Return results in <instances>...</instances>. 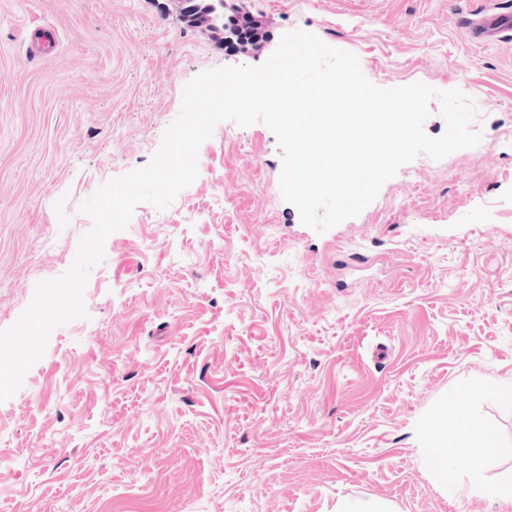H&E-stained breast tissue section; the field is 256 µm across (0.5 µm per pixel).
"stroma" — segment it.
Wrapping results in <instances>:
<instances>
[{
	"label": "stroma",
	"instance_id": "35a3bbf8",
	"mask_svg": "<svg viewBox=\"0 0 512 512\" xmlns=\"http://www.w3.org/2000/svg\"><path fill=\"white\" fill-rule=\"evenodd\" d=\"M267 21L231 55L172 0H0V330L61 276L79 210L145 166L200 72L264 63L303 30L381 88H457L478 145L421 155L324 234L279 189L261 123L216 125L198 177L138 204L89 273L86 318L57 327L0 402V512H500L431 421L466 406L512 444V36L470 22L512 0H224ZM52 29L54 53L28 52Z\"/></svg>",
	"mask_w": 512,
	"mask_h": 512
}]
</instances>
